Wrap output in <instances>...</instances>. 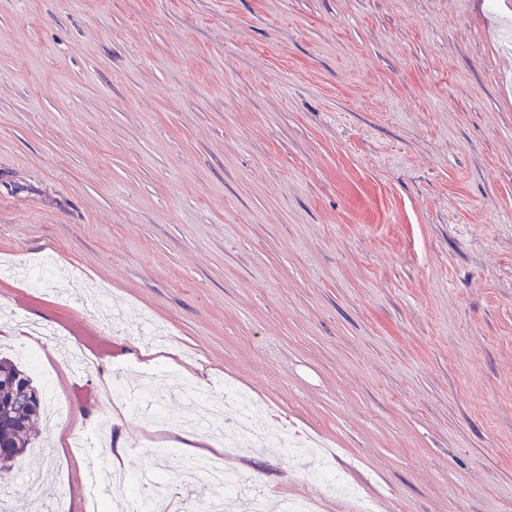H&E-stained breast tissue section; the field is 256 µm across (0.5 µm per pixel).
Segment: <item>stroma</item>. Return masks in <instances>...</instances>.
<instances>
[{"mask_svg":"<svg viewBox=\"0 0 512 512\" xmlns=\"http://www.w3.org/2000/svg\"><path fill=\"white\" fill-rule=\"evenodd\" d=\"M1 305L61 409L14 512H84L72 438L119 431L131 484L192 435L282 512L319 488L286 429L379 512H512V0H0ZM87 324L80 379L39 335ZM228 382L265 447L219 446Z\"/></svg>","mask_w":512,"mask_h":512,"instance_id":"1","label":"stroma"}]
</instances>
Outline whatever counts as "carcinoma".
<instances>
[{
    "mask_svg": "<svg viewBox=\"0 0 512 512\" xmlns=\"http://www.w3.org/2000/svg\"><path fill=\"white\" fill-rule=\"evenodd\" d=\"M43 396L32 376L17 363L0 358V472L18 464L35 438L32 422Z\"/></svg>",
    "mask_w": 512,
    "mask_h": 512,
    "instance_id": "cac0c4a2",
    "label": "carcinoma"
}]
</instances>
